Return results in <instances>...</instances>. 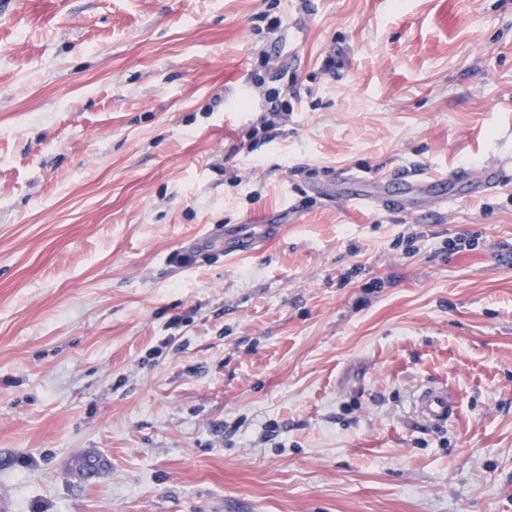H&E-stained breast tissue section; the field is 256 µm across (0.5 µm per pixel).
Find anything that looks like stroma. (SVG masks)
I'll return each instance as SVG.
<instances>
[{
  "mask_svg": "<svg viewBox=\"0 0 512 512\" xmlns=\"http://www.w3.org/2000/svg\"><path fill=\"white\" fill-rule=\"evenodd\" d=\"M508 155L512 0H0V512H512V179L339 183ZM270 59L269 57L262 53L260 56V66L264 68L268 78L272 82H277L278 87H274L269 90L266 94H264V108L265 110L271 114V119H265L262 122L260 128L253 126L250 130V134L248 136V146L247 152L251 153L255 150L256 142L255 139L258 138V134L262 131L261 138L266 141H271L273 138L277 136V133H272V130L276 126L275 119L277 117L288 114V82L285 83V78L288 75V70L283 67H275L274 65H269ZM454 401L445 390L429 389L418 401V412L430 424L448 421L452 414Z\"/></svg>",
  "mask_w": 512,
  "mask_h": 512,
  "instance_id": "stroma-1",
  "label": "stroma"
}]
</instances>
